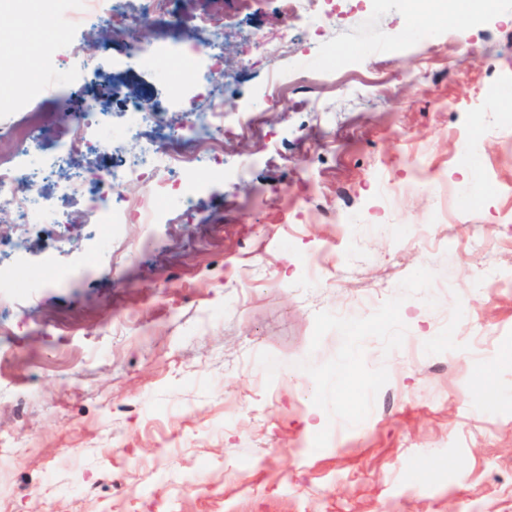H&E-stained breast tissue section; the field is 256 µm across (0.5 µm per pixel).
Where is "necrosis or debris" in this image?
<instances>
[{"instance_id":"necrosis-or-debris-1","label":"necrosis or debris","mask_w":512,"mask_h":512,"mask_svg":"<svg viewBox=\"0 0 512 512\" xmlns=\"http://www.w3.org/2000/svg\"><path fill=\"white\" fill-rule=\"evenodd\" d=\"M127 0H112L111 11L102 21L121 40L129 55L154 70L164 72L182 89L191 92L186 101L161 103L143 97L128 103L127 130L139 138V158L124 163L112 157V123L108 101L120 93L116 81H108L105 90H84L79 114L68 125H58L55 113L32 112L7 127L0 138L8 139L11 155H0V212L11 214L20 234L0 237V254H15L27 247L26 229L49 225L59 232L57 242L67 245L70 217L53 206L37 191L39 182L53 172L67 168L77 156L95 153L104 162L95 167L70 172L57 182L60 197L81 205L83 222L104 244L115 241V225L132 219L140 224L160 223L173 210L193 213V194L199 189L201 169L216 170L224 163V143L235 136L253 134L259 128V115L241 114L234 125L224 123V101L210 97L213 80L230 82L224 68L222 42L224 24L204 20L206 30L197 44L188 49V59L176 58L169 44L178 29L172 0H137V14H130ZM156 22L159 30L151 45H140L135 32L142 21ZM210 97L209 108L198 101ZM164 112H183L187 119L180 128L161 123ZM136 181L143 192L136 197H118L114 186Z\"/></svg>"}]
</instances>
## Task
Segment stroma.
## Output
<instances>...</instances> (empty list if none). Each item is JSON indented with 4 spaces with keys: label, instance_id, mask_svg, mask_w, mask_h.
I'll return each mask as SVG.
<instances>
[{
    "label": "stroma",
    "instance_id": "obj_1",
    "mask_svg": "<svg viewBox=\"0 0 512 512\" xmlns=\"http://www.w3.org/2000/svg\"><path fill=\"white\" fill-rule=\"evenodd\" d=\"M55 13L42 92L0 111L70 109L53 95L63 40L102 67L112 0H29ZM469 24L475 46L418 48L403 0H347L333 27L278 0H173L181 25L301 32L275 67L215 86L261 113L231 141L196 215L151 228L116 274L82 262L87 227L58 248L28 234L0 285V512H512V0ZM370 49L379 80L268 106L273 74L323 66L322 47ZM110 110L175 91L129 65ZM206 215L201 224L197 215ZM54 256L72 279L43 286ZM490 375V400L473 381Z\"/></svg>",
    "mask_w": 512,
    "mask_h": 512
}]
</instances>
